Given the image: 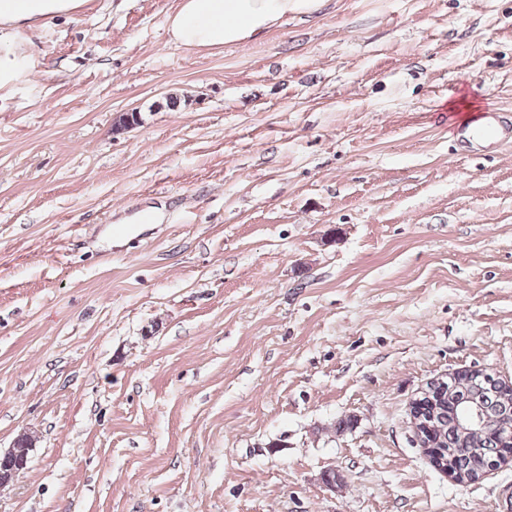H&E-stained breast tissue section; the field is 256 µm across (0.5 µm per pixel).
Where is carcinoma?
Returning <instances> with one entry per match:
<instances>
[{
    "label": "carcinoma",
    "instance_id": "cac0c4a2",
    "mask_svg": "<svg viewBox=\"0 0 512 512\" xmlns=\"http://www.w3.org/2000/svg\"><path fill=\"white\" fill-rule=\"evenodd\" d=\"M469 404L479 406L482 424L470 428L463 438L454 420ZM416 412L421 416L423 435L437 441L440 458L450 460L452 472L462 481H474L493 458L512 452L496 435L498 426L512 423V388L500 386L491 374L463 375L444 387L436 386L432 400L424 401Z\"/></svg>",
    "mask_w": 512,
    "mask_h": 512
}]
</instances>
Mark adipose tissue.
<instances>
[{"mask_svg":"<svg viewBox=\"0 0 512 512\" xmlns=\"http://www.w3.org/2000/svg\"><path fill=\"white\" fill-rule=\"evenodd\" d=\"M319 6L320 0H181L170 20V39L190 51L235 45ZM72 7L71 0H0V45L13 44L21 28Z\"/></svg>","mask_w":512,"mask_h":512,"instance_id":"obj_1","label":"adipose tissue"}]
</instances>
